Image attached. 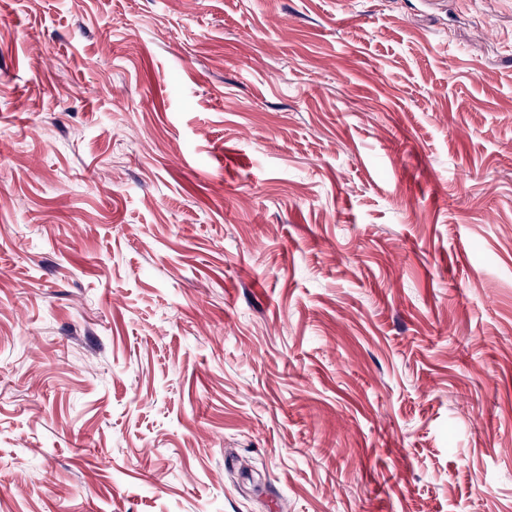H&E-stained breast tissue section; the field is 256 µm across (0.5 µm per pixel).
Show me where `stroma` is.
Masks as SVG:
<instances>
[{
    "mask_svg": "<svg viewBox=\"0 0 512 512\" xmlns=\"http://www.w3.org/2000/svg\"><path fill=\"white\" fill-rule=\"evenodd\" d=\"M0 512H512V0H0Z\"/></svg>",
    "mask_w": 512,
    "mask_h": 512,
    "instance_id": "35a3bbf8",
    "label": "stroma"
}]
</instances>
